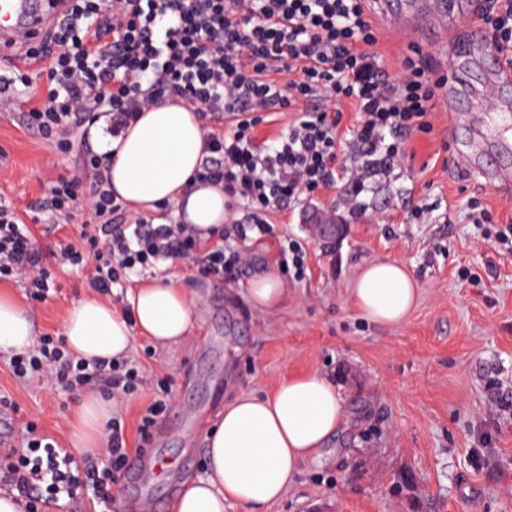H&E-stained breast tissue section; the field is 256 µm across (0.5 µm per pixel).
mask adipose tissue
I'll return each mask as SVG.
<instances>
[{
    "label": "adipose tissue",
    "instance_id": "1",
    "mask_svg": "<svg viewBox=\"0 0 512 512\" xmlns=\"http://www.w3.org/2000/svg\"><path fill=\"white\" fill-rule=\"evenodd\" d=\"M111 146L112 191L133 211L173 204L177 223L188 225L205 240L223 228L229 215L223 188L190 182L206 146L201 121L191 108L171 101L149 108ZM416 292L406 266L384 260L362 271L353 302L370 320L397 325L410 316ZM128 300L132 306L128 318L93 294L74 302L64 319L69 350L87 360L110 359L128 355L138 334L163 347L187 338L196 303L179 280L144 284ZM33 344L28 310L0 295V354ZM111 418V399L95 392L84 395L71 422L72 445L78 454L104 448V427ZM343 419L339 393L316 371L289 377L263 397L236 396L225 403L207 435L204 477L183 484L173 512H224L228 503L243 512H262L295 482L304 465L318 459Z\"/></svg>",
    "mask_w": 512,
    "mask_h": 512
}]
</instances>
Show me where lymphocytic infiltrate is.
Masks as SVG:
<instances>
[{
	"instance_id": "1",
	"label": "lymphocytic infiltrate",
	"mask_w": 512,
	"mask_h": 512,
	"mask_svg": "<svg viewBox=\"0 0 512 512\" xmlns=\"http://www.w3.org/2000/svg\"><path fill=\"white\" fill-rule=\"evenodd\" d=\"M63 21L41 36H21L22 68L13 80L30 87V70L46 72L45 95L23 119L52 150L67 153L69 132L90 113L106 109L119 138L145 109L177 99L204 122L207 155L196 177L220 184L230 201L227 235L261 239L274 214L335 189L349 174V216L370 218L363 193L400 165L413 132L428 129L437 109L431 63L405 56L402 77L391 81L377 51L378 37L365 0H56ZM488 40L512 62V0H487L481 16ZM352 103L358 124L339 134L337 113ZM263 112H296L286 133L258 147ZM228 130H220V122ZM108 153L87 149L69 176L38 200L39 210L70 219L84 207L80 239L56 261L96 263L90 288L111 296L132 274L181 260L206 276H223L238 258L223 241L206 245L181 224L129 218L106 176ZM48 255L15 211L0 204V280L20 281L28 296L46 300L55 290ZM21 380L50 376L63 391L99 386L113 399L132 395L142 380L131 360L87 361L60 340L42 337L10 358ZM106 454L74 457L54 438L27 425L23 449L0 463V487L14 492L26 512L90 494L108 512L128 458L124 428L113 421Z\"/></svg>"
}]
</instances>
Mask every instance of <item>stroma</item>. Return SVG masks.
I'll use <instances>...</instances> for the list:
<instances>
[{
	"mask_svg": "<svg viewBox=\"0 0 512 512\" xmlns=\"http://www.w3.org/2000/svg\"><path fill=\"white\" fill-rule=\"evenodd\" d=\"M372 22L390 76L399 75L409 49L430 57L445 83L463 75L475 89L487 84L488 66L455 57L451 44L386 27L377 16ZM475 105L469 96L452 110L440 105L431 129L412 134L404 162L365 198L378 222L352 223L340 185L275 215L272 234L262 240L234 242L244 264L224 277H203L179 260L130 277V290L178 279L198 310L183 343L160 347L134 338L129 356L142 366L143 385L114 413L130 452H137L141 412L158 382L171 385L148 445L166 467L125 485L112 512H131L133 500L147 512H172L181 482L204 474L207 431L225 402L242 392L267 395L284 378L308 371L334 383L346 422L265 512H512V254L488 239L467 206L478 198L499 223H512V159L501 161L491 140H475ZM90 119L101 123V140L79 128L74 153L60 154L18 113L0 112V202L22 217L43 249L80 235V217L60 225L34 204L67 174L76 151H104L108 116L100 111ZM418 206L424 216L417 220ZM330 212L345 232L326 248L305 223ZM289 237L306 253L300 280L279 265ZM387 259L403 262L418 288L410 317L393 326L367 319L350 302L362 269ZM94 262L90 254L80 269L53 266L57 290L43 302L13 281H1L0 292L26 305L36 336L59 337L67 309L89 291ZM267 273L279 275L287 290L283 305L269 313L249 300L252 281ZM0 395L15 404L18 428L31 423L67 441L78 393L17 380L0 356Z\"/></svg>",
	"mask_w": 512,
	"mask_h": 512,
	"instance_id": "1",
	"label": "stroma"
}]
</instances>
